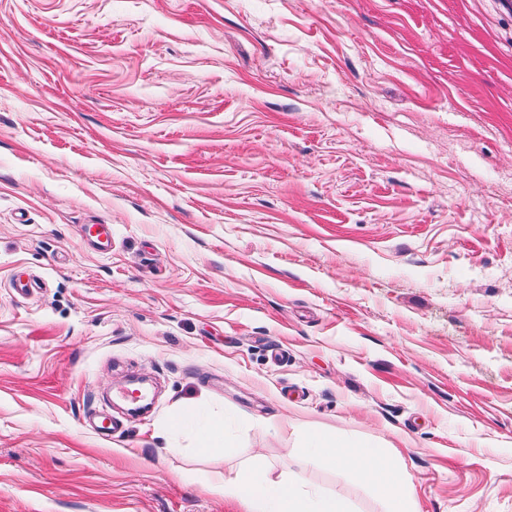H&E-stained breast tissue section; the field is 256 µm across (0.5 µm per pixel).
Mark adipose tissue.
Listing matches in <instances>:
<instances>
[{
  "label": "adipose tissue",
  "instance_id": "adipose-tissue-1",
  "mask_svg": "<svg viewBox=\"0 0 512 512\" xmlns=\"http://www.w3.org/2000/svg\"><path fill=\"white\" fill-rule=\"evenodd\" d=\"M303 453L309 460L345 467L370 480L377 494L391 502L392 512H411L406 491L380 449L368 445L353 448L339 437L314 435ZM209 487L238 499L244 512H346L341 500L304 488L299 478L273 480L255 467L216 476Z\"/></svg>",
  "mask_w": 512,
  "mask_h": 512
}]
</instances>
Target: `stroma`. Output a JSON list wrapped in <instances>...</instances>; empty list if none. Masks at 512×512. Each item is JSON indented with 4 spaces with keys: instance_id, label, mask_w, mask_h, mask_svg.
Listing matches in <instances>:
<instances>
[{
    "instance_id": "1",
    "label": "stroma",
    "mask_w": 512,
    "mask_h": 512,
    "mask_svg": "<svg viewBox=\"0 0 512 512\" xmlns=\"http://www.w3.org/2000/svg\"><path fill=\"white\" fill-rule=\"evenodd\" d=\"M317 432L512 512V0H0V512H390ZM202 450L210 451L215 449H224L226 441L224 437V419H213L205 423L201 434ZM209 489L238 499L245 512H348L343 502L315 488L305 489L300 479L272 480L255 467H243L232 475H217Z\"/></svg>"
}]
</instances>
